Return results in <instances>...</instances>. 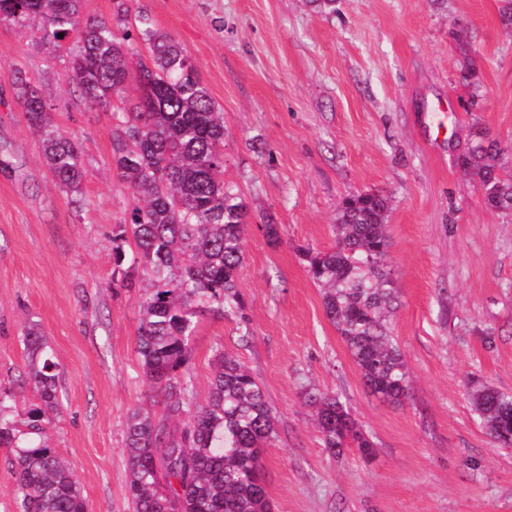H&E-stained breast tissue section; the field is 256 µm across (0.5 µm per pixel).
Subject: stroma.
Wrapping results in <instances>:
<instances>
[{"instance_id":"obj_1","label":"stroma","mask_w":512,"mask_h":512,"mask_svg":"<svg viewBox=\"0 0 512 512\" xmlns=\"http://www.w3.org/2000/svg\"><path fill=\"white\" fill-rule=\"evenodd\" d=\"M501 0H131L192 57L224 113V180L249 208L238 275L244 316L199 315L186 377L197 402L225 353L276 416L264 454L273 512H512V446L493 442L469 393L512 395V213L485 208L457 166L476 132L512 172V31ZM71 41L0 21V397L18 413L22 342L38 323L58 365L48 442L88 512H131L126 420L161 412L136 353L142 286L112 283L130 193L112 165V119L71 83ZM474 62L473 84L460 81ZM21 70L77 143V191L56 184L9 76ZM442 108L443 124L430 112ZM390 199L389 318L407 399L371 393L328 320L299 247L326 251L343 198ZM279 226L266 237L267 220ZM336 395L372 454L325 448L306 392Z\"/></svg>"}]
</instances>
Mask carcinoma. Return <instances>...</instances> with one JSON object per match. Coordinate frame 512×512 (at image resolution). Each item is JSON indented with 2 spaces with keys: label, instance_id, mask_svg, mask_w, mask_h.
I'll return each instance as SVG.
<instances>
[{
  "label": "carcinoma",
  "instance_id": "obj_1",
  "mask_svg": "<svg viewBox=\"0 0 512 512\" xmlns=\"http://www.w3.org/2000/svg\"><path fill=\"white\" fill-rule=\"evenodd\" d=\"M128 0H117L113 25L79 23L78 0H0V21H43L42 40L75 36L70 52L76 91L92 108L112 113V164L130 191L129 226L137 259L150 279L140 304L136 351L145 379L163 403L155 419L133 411L126 422L127 495L133 512H271L263 473V445L274 416L252 372L219 354L208 397L194 402L186 379L196 318L205 311H240L238 273L247 232V205L224 183V113L213 102L187 51L137 15V37L150 61L134 48ZM26 123L42 142L56 182L77 190L82 169L76 144L35 109L40 99L21 70L11 76ZM497 141L475 136L457 159L479 183L486 207L512 210V174ZM389 199L375 191L345 198L336 213V246L304 249L301 256L323 307L365 385L389 402L409 395V371L387 317L396 293L385 262ZM25 383L37 403L26 412L28 432L17 429L0 400V446L13 449L18 512H87L81 483L50 447L46 429L58 411L57 364L37 324L23 336ZM325 447L370 453L373 444L334 395L312 392ZM475 411L499 444H512V396L492 387L471 394Z\"/></svg>",
  "mask_w": 512,
  "mask_h": 512
}]
</instances>
